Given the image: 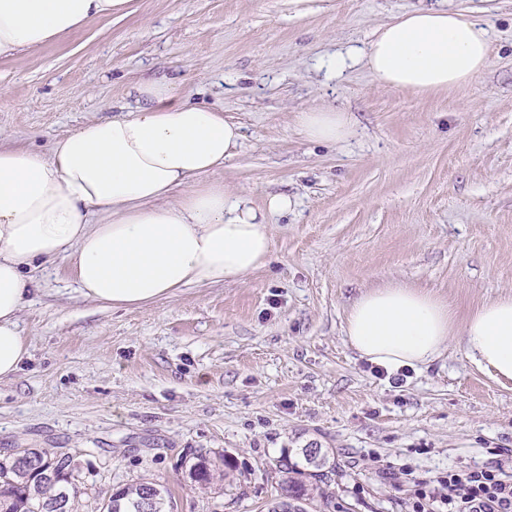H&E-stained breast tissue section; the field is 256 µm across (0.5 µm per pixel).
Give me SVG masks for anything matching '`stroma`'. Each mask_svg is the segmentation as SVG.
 <instances>
[{"label": "stroma", "instance_id": "1", "mask_svg": "<svg viewBox=\"0 0 512 512\" xmlns=\"http://www.w3.org/2000/svg\"><path fill=\"white\" fill-rule=\"evenodd\" d=\"M434 0H132L64 40L0 59V134L48 153L80 124L124 114L159 81L223 111L244 140L211 173L272 217L265 266L136 309L86 301L68 262L20 315L30 356L0 381V458L74 453L77 512L152 481L172 512H267L276 461L330 448L337 512H415L448 469L512 463V384L459 344L434 364L377 375L344 336L350 304L389 283L432 292L457 317L512 290V0H448L492 32L488 69L419 98L363 68L326 80L318 58L361 46ZM311 106L351 113L343 145L306 141ZM234 481L200 488L196 453ZM193 462L189 467V474L192 480L197 483L201 488H208V485L212 484L216 477V473L220 469L219 463L224 465V477L230 475V470L234 468L231 461H229L224 454L211 458L209 455L197 454ZM228 469V470H226Z\"/></svg>", "mask_w": 512, "mask_h": 512}]
</instances>
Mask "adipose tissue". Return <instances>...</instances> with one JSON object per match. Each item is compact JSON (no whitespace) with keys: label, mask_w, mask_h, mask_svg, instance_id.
Here are the masks:
<instances>
[{"label":"adipose tissue","mask_w":512,"mask_h":512,"mask_svg":"<svg viewBox=\"0 0 512 512\" xmlns=\"http://www.w3.org/2000/svg\"><path fill=\"white\" fill-rule=\"evenodd\" d=\"M129 8L130 0H0V57ZM489 63L488 27L437 4L394 17L368 45L331 54L323 66L338 76L359 64L380 85L423 98L468 85ZM138 94L127 114L85 123L50 153L0 146V380L29 354L20 314L36 272L58 257L84 299L116 309L243 279L268 260L270 218L288 213L292 198L269 195L256 208L207 179L234 156L240 126L171 84L146 82ZM296 124L315 143L354 133L350 113L328 106L299 112ZM345 334L360 358L392 372L428 367L456 337L479 370L512 381V292L460 320L433 293L387 285L352 302Z\"/></svg>","instance_id":"obj_1"}]
</instances>
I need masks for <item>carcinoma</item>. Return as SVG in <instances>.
<instances>
[{
	"mask_svg": "<svg viewBox=\"0 0 512 512\" xmlns=\"http://www.w3.org/2000/svg\"><path fill=\"white\" fill-rule=\"evenodd\" d=\"M307 468L302 469L288 455L278 460L282 473L280 494L268 507V512H336V502L330 491L336 475V458L321 448L312 452L303 449ZM67 453L46 449L34 452L35 465L22 466V459L9 456L0 460V512H74L78 495L75 476L66 470ZM224 476L233 468L225 456L212 458L195 456L189 467L192 480L207 488L216 478L219 465ZM168 490L152 482L140 481L113 492L103 500L99 512H168Z\"/></svg>",
	"mask_w": 512,
	"mask_h": 512,
	"instance_id": "cac0c4a2",
	"label": "carcinoma"
}]
</instances>
